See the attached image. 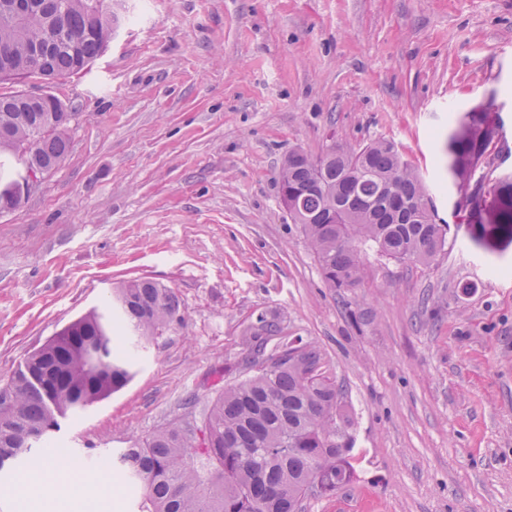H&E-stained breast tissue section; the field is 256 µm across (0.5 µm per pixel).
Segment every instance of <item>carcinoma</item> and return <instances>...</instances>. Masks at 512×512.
<instances>
[{
	"instance_id": "obj_1",
	"label": "carcinoma",
	"mask_w": 512,
	"mask_h": 512,
	"mask_svg": "<svg viewBox=\"0 0 512 512\" xmlns=\"http://www.w3.org/2000/svg\"><path fill=\"white\" fill-rule=\"evenodd\" d=\"M120 23L112 0H0V46L13 56L34 47L48 51L53 79L79 74L100 57ZM0 96V155L48 165L69 150L73 113L62 102L51 112ZM494 104L465 114L448 136V173L454 184L476 182L493 207L467 218L478 244L512 242V180L486 182L484 164L498 134ZM282 200L301 226L331 288L361 279L360 246L395 261L427 264L447 244L449 225L436 223L423 177L394 143L327 147L312 157L294 150L285 161ZM113 311L90 310L31 354L3 391L10 393L0 419V472L15 469L33 447L60 429V420L120 391L133 378L130 361L112 345L113 323L147 344L182 323L173 289L134 279L113 289ZM280 342L267 357L270 369L227 384L204 409L201 422L173 421L117 457L118 474L140 487L143 512H290L304 501L312 480L316 495L352 481L353 439L336 431L345 390L322 351L311 343ZM102 350V365L87 347Z\"/></svg>"
}]
</instances>
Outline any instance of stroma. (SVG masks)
I'll return each instance as SVG.
<instances>
[{
  "label": "stroma",
  "instance_id": "stroma-1",
  "mask_svg": "<svg viewBox=\"0 0 512 512\" xmlns=\"http://www.w3.org/2000/svg\"><path fill=\"white\" fill-rule=\"evenodd\" d=\"M123 24L50 93L76 114L61 165L0 212V386L130 278L184 321L131 347L122 390L51 444L109 452L243 378L246 331L277 315L346 390L355 477L304 512H512V245H476L444 167L457 120L494 103L512 174V0H126ZM394 141L426 181L445 249L366 251L335 290L279 194L299 148Z\"/></svg>",
  "mask_w": 512,
  "mask_h": 512
}]
</instances>
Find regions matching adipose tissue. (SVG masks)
Returning <instances> with one entry per match:
<instances>
[{"mask_svg": "<svg viewBox=\"0 0 512 512\" xmlns=\"http://www.w3.org/2000/svg\"><path fill=\"white\" fill-rule=\"evenodd\" d=\"M96 483L99 497L105 512L112 508V476L104 472L88 475L73 466L65 465L59 451L44 453L29 469L17 477L6 493L15 502L28 503L46 491L65 487L71 493H78L85 484Z\"/></svg>", "mask_w": 512, "mask_h": 512, "instance_id": "1", "label": "adipose tissue"}]
</instances>
